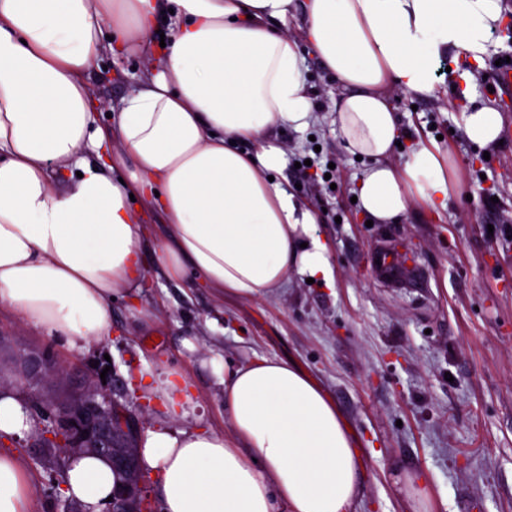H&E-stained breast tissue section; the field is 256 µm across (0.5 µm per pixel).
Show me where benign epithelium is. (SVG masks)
Segmentation results:
<instances>
[{
	"instance_id": "obj_1",
	"label": "benign epithelium",
	"mask_w": 512,
	"mask_h": 512,
	"mask_svg": "<svg viewBox=\"0 0 512 512\" xmlns=\"http://www.w3.org/2000/svg\"><path fill=\"white\" fill-rule=\"evenodd\" d=\"M58 365L38 351L24 350L15 360V384L31 396L47 394ZM139 420L114 396L112 373L106 380L91 375L81 381V399L51 415V426L43 441L63 449V453L98 454L123 476L112 496L113 512H146L143 467L133 448L114 447V437H138Z\"/></svg>"
}]
</instances>
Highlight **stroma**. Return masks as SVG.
<instances>
[{"instance_id": "1", "label": "stroma", "mask_w": 512, "mask_h": 512, "mask_svg": "<svg viewBox=\"0 0 512 512\" xmlns=\"http://www.w3.org/2000/svg\"><path fill=\"white\" fill-rule=\"evenodd\" d=\"M504 23L491 36V63L474 72L467 92L448 76L433 96L393 93L403 124L440 135L453 157L461 194L446 211L418 206L396 224L367 225L352 203L353 177L362 162L348 155L332 123L335 78L313 56L303 68L313 90L316 120L302 131L283 126L270 137L283 152L279 177L318 212L317 233L329 250L328 279L307 283L291 274L272 296L244 300L216 295L162 276L158 249L166 230L147 219L141 240L148 277L134 299L112 303V336L70 348L21 325L0 310L8 345L45 349L68 366L71 380L110 361L125 390L121 404L148 427L162 415L138 385L144 367L178 368L196 406L180 425L227 430L224 391L207 360L254 357L289 360L313 377L352 429L362 472L354 512H412L404 484L426 479V512H512V101L488 88L496 60L512 57V0H502ZM144 67L135 55H103L86 81L102 112L119 107ZM501 112L502 141L482 148L464 134L461 114L470 104ZM312 157L314 165L299 168ZM334 165L335 185L323 176ZM393 243L418 262L415 281L377 282L373 254ZM195 342L187 351L181 338ZM33 494L29 512H63L57 473L38 460L36 436L9 441Z\"/></svg>"}]
</instances>
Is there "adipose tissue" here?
Masks as SVG:
<instances>
[{"mask_svg":"<svg viewBox=\"0 0 512 512\" xmlns=\"http://www.w3.org/2000/svg\"><path fill=\"white\" fill-rule=\"evenodd\" d=\"M501 2L0 0V309L72 347L106 339L113 299L146 277L143 209L165 219L169 278L262 299L290 273L329 276L315 210L271 177L282 156L269 136L313 119L305 52L341 89L333 122L344 150L370 161L355 178L363 213L394 224L417 203L446 210L460 191L454 163L430 135L403 126L390 93L434 94L435 65L448 57L485 66ZM105 46L146 61L122 100L114 153L102 149L84 80ZM461 120L472 143L498 142L494 107H471ZM243 139L254 152L235 148ZM89 143L93 162L80 155ZM208 366L224 388L230 434L162 425L141 439L163 512H352L361 493L354 437L324 389L285 360L214 357ZM142 382L168 418L186 416L184 373L148 371ZM31 426L16 389L0 384V438ZM113 488L108 460L69 462L65 493L84 512H103ZM31 496L15 456L0 452V512H28Z\"/></svg>","mask_w":512,"mask_h":512,"instance_id":"obj_1","label":"adipose tissue"}]
</instances>
